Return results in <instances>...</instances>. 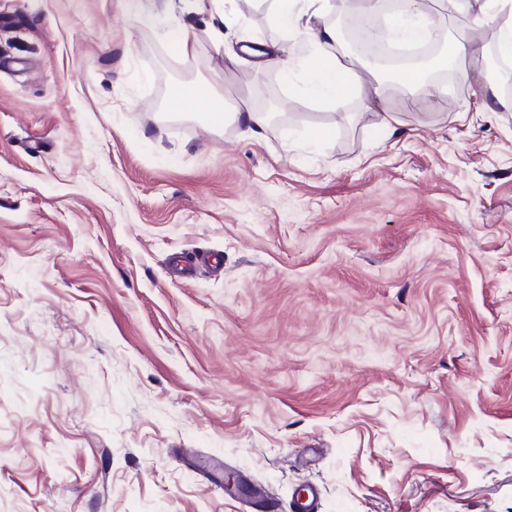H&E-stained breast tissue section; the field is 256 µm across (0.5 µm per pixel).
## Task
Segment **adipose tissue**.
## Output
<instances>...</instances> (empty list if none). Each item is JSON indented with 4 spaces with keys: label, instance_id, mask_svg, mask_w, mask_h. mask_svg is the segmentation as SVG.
<instances>
[{
    "label": "adipose tissue",
    "instance_id": "obj_1",
    "mask_svg": "<svg viewBox=\"0 0 512 512\" xmlns=\"http://www.w3.org/2000/svg\"><path fill=\"white\" fill-rule=\"evenodd\" d=\"M272 19L282 33L311 35L315 54L307 65L308 75L304 93L319 102L336 99L350 87H369L373 98H382L384 87L378 80L363 79L361 74L337 64L332 51L338 40L334 26L323 15L330 7V0H267ZM442 9L468 16L473 26L496 25L499 29V50L512 56V0H482L479 7H472L471 0H442ZM200 108L213 127L221 128L227 122L244 125L246 134L260 136L268 123L267 113L257 111L249 99L228 103L215 87L206 81H196L181 86L172 110H180L182 103Z\"/></svg>",
    "mask_w": 512,
    "mask_h": 512
}]
</instances>
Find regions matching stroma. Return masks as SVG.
Segmentation results:
<instances>
[{
	"label": "stroma",
	"mask_w": 512,
	"mask_h": 512,
	"mask_svg": "<svg viewBox=\"0 0 512 512\" xmlns=\"http://www.w3.org/2000/svg\"><path fill=\"white\" fill-rule=\"evenodd\" d=\"M127 0H0V512H512V112L302 93ZM270 93L262 135L177 85ZM395 113L385 127L379 115ZM312 126L330 130L308 150Z\"/></svg>",
	"instance_id": "stroma-1"
}]
</instances>
